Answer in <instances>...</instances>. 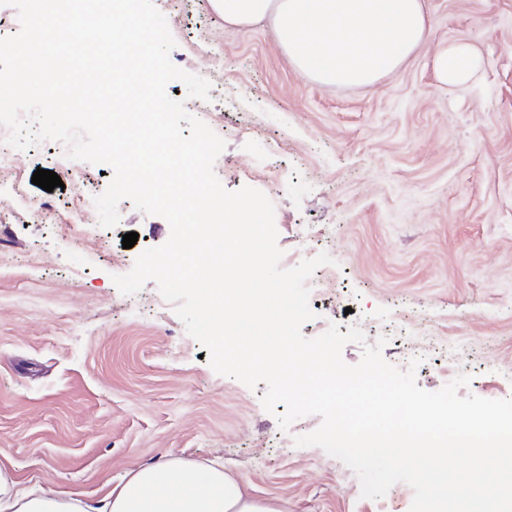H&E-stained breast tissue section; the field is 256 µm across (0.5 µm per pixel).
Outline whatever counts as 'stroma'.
Wrapping results in <instances>:
<instances>
[{"label":"stroma","instance_id":"obj_1","mask_svg":"<svg viewBox=\"0 0 512 512\" xmlns=\"http://www.w3.org/2000/svg\"><path fill=\"white\" fill-rule=\"evenodd\" d=\"M153 4L172 64L211 84L199 118L226 143L222 185L273 202L283 268L332 259L307 281L303 335L357 327L367 343L386 338L396 367L418 360L424 390L468 374L461 395L512 398V0H426L424 47L367 89L303 77L267 23L227 28L209 0ZM459 40L481 68L445 87L432 59ZM58 148L16 151L0 174V463L91 501L178 458L222 465L286 512H409L408 484L364 498L342 461L296 446L320 417L281 429L284 405L268 413L265 384L217 374L155 282L118 290L114 276L170 226L127 200L113 228L93 210L74 221L80 191L99 195L110 177L70 159L61 187L32 184Z\"/></svg>","mask_w":512,"mask_h":512}]
</instances>
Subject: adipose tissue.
<instances>
[{"mask_svg":"<svg viewBox=\"0 0 512 512\" xmlns=\"http://www.w3.org/2000/svg\"><path fill=\"white\" fill-rule=\"evenodd\" d=\"M226 24L267 22L291 66L322 85L363 88L398 72L427 39L425 0H211ZM480 53L460 42L433 58L443 85L467 82ZM0 512H277L252 498L230 473L169 460L130 471L101 500L24 487L0 465Z\"/></svg>","mask_w":512,"mask_h":512,"instance_id":"1","label":"adipose tissue"}]
</instances>
